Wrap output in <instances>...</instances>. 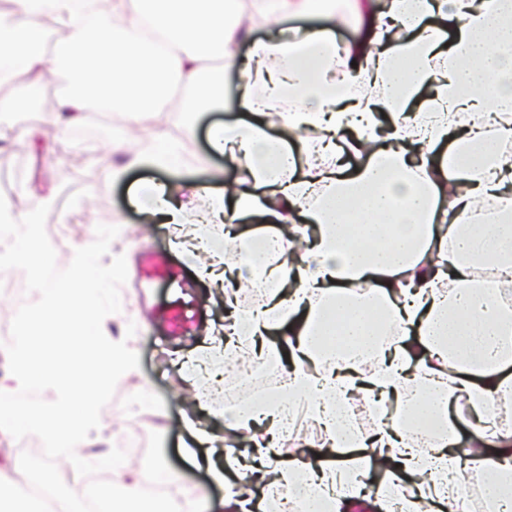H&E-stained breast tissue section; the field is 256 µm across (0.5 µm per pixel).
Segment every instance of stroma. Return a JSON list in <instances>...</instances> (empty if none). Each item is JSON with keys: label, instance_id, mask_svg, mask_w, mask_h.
<instances>
[{"label": "stroma", "instance_id": "1", "mask_svg": "<svg viewBox=\"0 0 512 512\" xmlns=\"http://www.w3.org/2000/svg\"><path fill=\"white\" fill-rule=\"evenodd\" d=\"M236 80V75L228 76L222 102L202 109L186 124L168 125V135L178 142L179 152L166 165H127L129 151L151 150L142 134L155 126L152 116L132 122L118 115L110 128L90 137L77 135L72 127L44 137L41 124L35 123L31 126L34 139L0 147V162L14 167L18 198L42 199L53 208L63 203L72 213L66 224L51 216L46 219L58 266H67L76 244L85 241L89 226L110 220L120 227V243L113 253L125 257L128 270L120 288L121 315L137 328L129 345L139 354V371L119 380L113 399L103 409L106 441L88 439L87 454L108 447L125 449L124 466L131 470L146 460L161 461L164 469L178 474V493L204 490V498L196 504L198 512H227L224 488L206 470L186 465L185 423L195 420L218 442L227 439L229 431L224 425L223 403L211 398L210 380L184 382L180 363L200 352L204 336L221 331L224 307L213 289L196 276V266L209 262V254L187 258L177 248L170 225L148 221L146 212L153 201L144 192L158 183L176 193L192 182L209 184L218 191L235 186L236 167L212 153L209 136L214 128L245 117L235 100ZM118 139L125 140V150H114ZM101 157L107 158L109 169H123V176L109 182L99 174L92 183H83L82 173ZM8 275L12 290L0 293V379L9 373L4 346L10 341L14 310L38 298L37 293L27 291L21 270H9ZM143 391L149 393L152 408L132 410L134 398Z\"/></svg>", "mask_w": 512, "mask_h": 512}]
</instances>
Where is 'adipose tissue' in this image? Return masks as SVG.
<instances>
[{"instance_id": "ef3b65f1", "label": "adipose tissue", "mask_w": 512, "mask_h": 512, "mask_svg": "<svg viewBox=\"0 0 512 512\" xmlns=\"http://www.w3.org/2000/svg\"><path fill=\"white\" fill-rule=\"evenodd\" d=\"M367 12L366 40L336 47L323 31L296 27L268 41L254 29L291 15L330 16L329 0H109L84 22L76 0H7L0 8V85L40 83L55 60L71 66L58 106L78 123L103 112H166L176 121L222 98L224 69L241 66L238 101L251 120L216 129L213 147L242 178L212 193L222 223L196 235L245 251L198 269L219 284L227 316L211 355L235 338L283 335L257 351L288 368L276 398L225 410L226 428L252 450L238 461L231 504L267 478L257 504L278 490L301 512H351L360 474L378 470L372 492L387 512H447L467 493L472 466L485 494L512 501V0H350ZM251 42L246 62L235 49ZM273 87L257 95L255 80ZM193 91L180 99L172 82ZM318 135L301 151L271 130ZM263 280L259 306L241 310L242 286ZM378 360L376 370L363 366ZM378 405L358 433L347 407ZM305 408L322 436V461L305 441L280 446L284 420ZM442 436L418 448L419 421ZM470 445H458L461 428Z\"/></svg>"}]
</instances>
